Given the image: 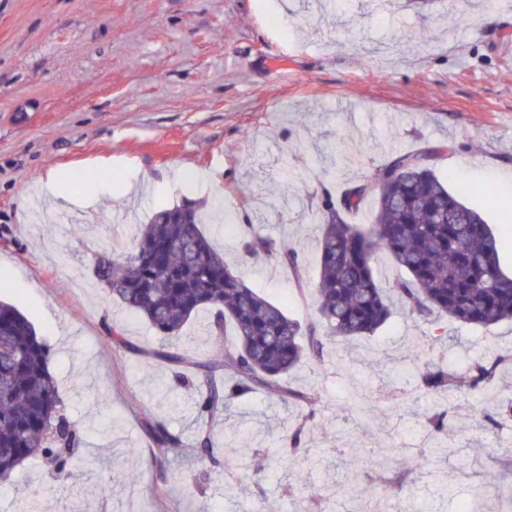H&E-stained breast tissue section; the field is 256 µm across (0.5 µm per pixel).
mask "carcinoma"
Instances as JSON below:
<instances>
[{"instance_id":"1","label":"carcinoma","mask_w":512,"mask_h":512,"mask_svg":"<svg viewBox=\"0 0 512 512\" xmlns=\"http://www.w3.org/2000/svg\"><path fill=\"white\" fill-rule=\"evenodd\" d=\"M448 146L438 144L393 156L367 172L338 199L326 191L309 198L321 223L320 264L315 316L302 323L249 287L224 263V254L208 238L198 209L176 206L156 211L142 225L135 244L96 255L93 275L112 298L145 318L167 338L152 355L173 367L191 362L179 347L184 326L199 312H214L210 335L220 338L224 326L233 336L224 340V360H198L192 376L181 375L180 385L195 395L198 414L211 418L226 402L247 393L275 392L286 403L308 409L314 417L315 398L285 384L284 378L306 360L323 361L327 346L338 339L374 335L388 323L394 304L427 324L446 317L453 322L488 328L512 320V276L499 263V241L479 210L461 200L434 167L420 162ZM377 195L374 220L352 224L371 193ZM238 243L242 257H261L297 277L299 250L255 228L249 215ZM387 254L404 276L384 290L374 273L377 255ZM104 331L118 351L132 350L122 330L103 320ZM0 478L24 461L49 458L56 474H69L73 458L49 440L58 426L60 399L51 370L50 346L13 305L0 301ZM512 361L505 351L487 359H473L465 373L428 361L422 388L449 394L461 388L489 396L502 364ZM435 439L448 435L444 413L428 417ZM141 426L152 446L179 449L182 436L151 414ZM304 426L288 433V464L297 463ZM201 458L232 448H218L211 435L196 440ZM376 468L354 470L325 491L331 498L355 497L377 484Z\"/></svg>"}]
</instances>
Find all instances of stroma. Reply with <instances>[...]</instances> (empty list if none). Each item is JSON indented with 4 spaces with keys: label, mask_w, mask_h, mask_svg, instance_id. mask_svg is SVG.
Wrapping results in <instances>:
<instances>
[{
    "label": "stroma",
    "mask_w": 512,
    "mask_h": 512,
    "mask_svg": "<svg viewBox=\"0 0 512 512\" xmlns=\"http://www.w3.org/2000/svg\"><path fill=\"white\" fill-rule=\"evenodd\" d=\"M0 0V300L17 307L54 351L52 370L66 418L81 439L68 478L30 459L0 480V512H312L335 471L331 459L381 470L376 512H512V419L474 426L475 396L448 399V441L427 440L425 416L438 402L419 387L417 353L465 369L472 357L512 347V323L432 326L405 312L374 336L330 345L324 364L304 362L289 386L312 391L316 417L302 435L303 495L284 477L285 437L298 407L248 394L213 418L173 369L152 357L162 336L98 286L95 254L131 245L153 212L186 202L223 204L206 223L226 263L246 283L304 320L312 311L320 226L307 195H333L392 154L447 143L434 159L450 190H465L501 242L512 275V8L506 0H436L428 11L389 13L375 0ZM424 29L426 40L402 41ZM475 163H467V156ZM93 172L48 212L50 175ZM262 231L301 248V280L276 274L236 250L243 210ZM122 326L135 350L115 351L102 318ZM210 316L185 325L180 345L220 359ZM373 397L370 421L353 409ZM182 434L173 454L150 447L145 413ZM236 435L238 454L263 467L247 493L224 485L223 463L196 458L199 431ZM428 456L450 486L439 498ZM471 460L472 476L458 467ZM137 483L113 485L115 473ZM498 479L481 495L477 472ZM112 484L110 497L100 489Z\"/></svg>",
    "instance_id": "1"
}]
</instances>
